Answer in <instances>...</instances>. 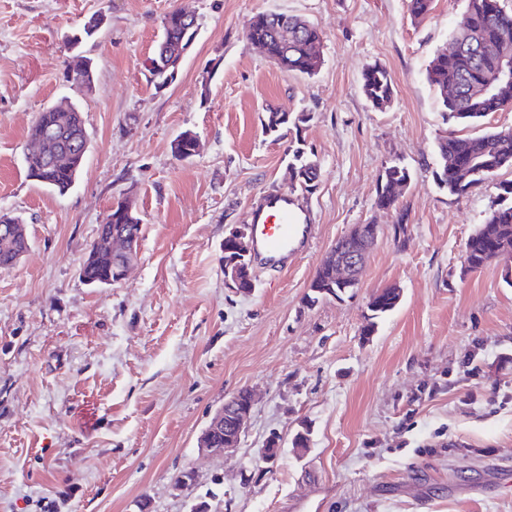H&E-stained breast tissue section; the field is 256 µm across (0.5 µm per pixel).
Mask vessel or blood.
Instances as JSON below:
<instances>
[{
	"instance_id": "obj_1",
	"label": "vessel or blood",
	"mask_w": 512,
	"mask_h": 512,
	"mask_svg": "<svg viewBox=\"0 0 512 512\" xmlns=\"http://www.w3.org/2000/svg\"><path fill=\"white\" fill-rule=\"evenodd\" d=\"M251 255L260 267H287L300 247L307 244L308 214L292 193L271 190L252 207Z\"/></svg>"
}]
</instances>
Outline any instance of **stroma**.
<instances>
[{
	"instance_id": "obj_1",
	"label": "stroma",
	"mask_w": 512,
	"mask_h": 512,
	"mask_svg": "<svg viewBox=\"0 0 512 512\" xmlns=\"http://www.w3.org/2000/svg\"><path fill=\"white\" fill-rule=\"evenodd\" d=\"M177 8L198 36L158 90L145 61ZM465 8L433 0L417 23L407 0H0V211L22 217L31 243L0 270V512H512V287L503 261L464 268L512 168L460 197L435 178L449 130L512 127V107L454 126L427 79ZM260 13L319 29L315 75L248 42ZM94 15L103 24L80 47L94 79L78 91L69 39ZM375 63L393 81L381 110L362 89ZM64 101L81 107L91 148L61 195L28 177L25 154L38 113ZM270 109L311 113L301 137L321 177L297 196L308 248L239 293L224 283V237L260 194L290 187L288 141L262 129ZM186 130L201 149L181 161ZM395 163L412 179L381 210ZM123 200L143 227L137 257L123 281L90 287L80 265ZM358 224L379 229L358 288L308 303L322 259ZM389 287L398 306L362 336ZM245 387L257 404L240 447L199 453L211 415ZM305 424L308 446L293 447ZM273 432V471L243 484ZM411 175L409 170L400 165H391L385 169L382 180L376 188L375 205L380 209L396 207L399 196L409 186ZM393 184L402 185L395 196L390 191ZM401 294L398 288H385L377 291L371 298L365 324L362 327V335L372 336L378 326V321L393 311L398 305Z\"/></svg>"
}]
</instances>
